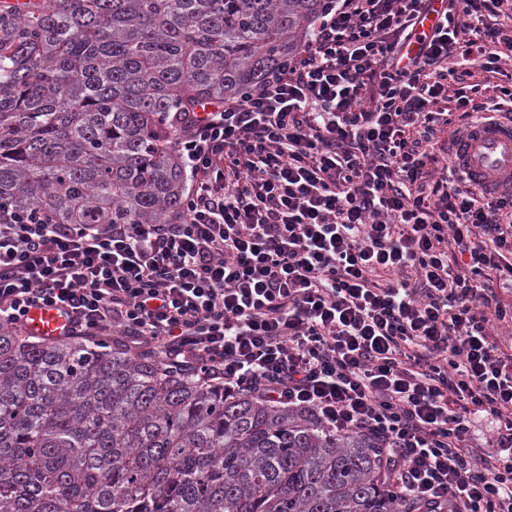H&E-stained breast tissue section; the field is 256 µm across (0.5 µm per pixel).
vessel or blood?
Wrapping results in <instances>:
<instances>
[{"instance_id":"obj_1","label":"vessel or blood","mask_w":512,"mask_h":512,"mask_svg":"<svg viewBox=\"0 0 512 512\" xmlns=\"http://www.w3.org/2000/svg\"><path fill=\"white\" fill-rule=\"evenodd\" d=\"M454 169L486 195L512 192V120L476 118L458 135L450 153ZM30 335L54 339L69 325L57 309L35 308L29 313Z\"/></svg>"}]
</instances>
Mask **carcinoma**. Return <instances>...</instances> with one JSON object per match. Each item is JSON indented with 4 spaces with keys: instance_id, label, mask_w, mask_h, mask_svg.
<instances>
[{
    "instance_id": "obj_1",
    "label": "carcinoma",
    "mask_w": 512,
    "mask_h": 512,
    "mask_svg": "<svg viewBox=\"0 0 512 512\" xmlns=\"http://www.w3.org/2000/svg\"><path fill=\"white\" fill-rule=\"evenodd\" d=\"M325 0H0V210L178 224L177 133L288 66ZM379 444L122 340L0 323V512H414Z\"/></svg>"
}]
</instances>
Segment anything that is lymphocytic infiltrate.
<instances>
[{
	"label": "lymphocytic infiltrate",
	"instance_id": "1",
	"mask_svg": "<svg viewBox=\"0 0 512 512\" xmlns=\"http://www.w3.org/2000/svg\"><path fill=\"white\" fill-rule=\"evenodd\" d=\"M512 0H330L303 51L177 142L178 224L0 211V321L54 307L225 390L378 436L422 512H512V195L433 174L437 134L502 111ZM494 423L485 445L477 421Z\"/></svg>",
	"mask_w": 512,
	"mask_h": 512
}]
</instances>
